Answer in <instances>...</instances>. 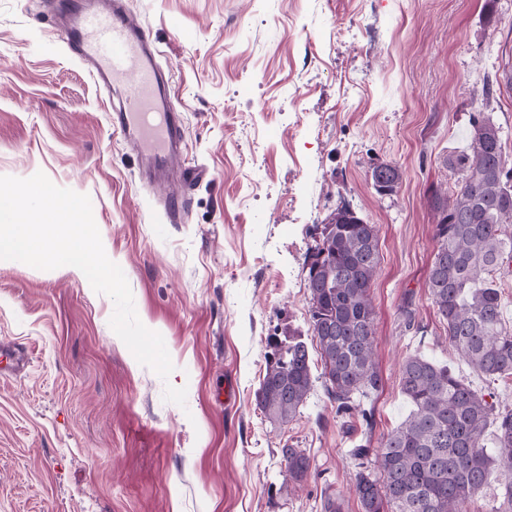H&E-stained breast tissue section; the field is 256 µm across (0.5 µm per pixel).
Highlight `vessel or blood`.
<instances>
[{
	"instance_id": "vessel-or-blood-1",
	"label": "vessel or blood",
	"mask_w": 512,
	"mask_h": 512,
	"mask_svg": "<svg viewBox=\"0 0 512 512\" xmlns=\"http://www.w3.org/2000/svg\"><path fill=\"white\" fill-rule=\"evenodd\" d=\"M84 4L71 0L68 10L76 25L65 39L99 85L118 92L109 113L113 130L136 145L146 172L187 182L179 167L184 157L183 115L165 90L149 32L128 15L122 0L93 10Z\"/></svg>"
}]
</instances>
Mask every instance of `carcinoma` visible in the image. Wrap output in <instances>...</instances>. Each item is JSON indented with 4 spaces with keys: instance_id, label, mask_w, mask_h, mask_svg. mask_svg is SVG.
Wrapping results in <instances>:
<instances>
[{
    "instance_id": "cac0c4a2",
    "label": "carcinoma",
    "mask_w": 512,
    "mask_h": 512,
    "mask_svg": "<svg viewBox=\"0 0 512 512\" xmlns=\"http://www.w3.org/2000/svg\"><path fill=\"white\" fill-rule=\"evenodd\" d=\"M468 150L444 160L461 173L452 195L435 197L438 215L434 257L426 288L448 342L469 365L496 380L512 377V330L502 317L493 277L512 273V170L506 168L501 128L482 112L470 116ZM331 226L308 264L310 319L323 385L336 413L379 389L374 356L375 311L369 290L380 265L376 226L348 203L329 215ZM257 395L259 407L285 425L312 389L307 344L275 337ZM400 388L413 409L383 436L375 459L359 445L353 492L362 512H469L475 494L492 480L505 481L493 512H512V409L495 410L485 395L419 355L405 357ZM496 424L495 453L487 451L488 421ZM288 483L312 476L298 448L282 449Z\"/></svg>"
}]
</instances>
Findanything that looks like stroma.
I'll return each mask as SVG.
<instances>
[{"mask_svg":"<svg viewBox=\"0 0 512 512\" xmlns=\"http://www.w3.org/2000/svg\"><path fill=\"white\" fill-rule=\"evenodd\" d=\"M145 25L185 117L184 159L205 168L183 222L109 122L112 99L57 33L59 0H0V176L43 172L88 195L105 251L174 369L161 379L112 330L88 280L0 261V348L28 361L0 378V512H320L324 494L361 512L351 450L379 448L411 410L403 356L448 366L512 408L448 344L426 280L433 196L459 175L470 114L500 126L512 168V0H125ZM402 172L379 194L375 164ZM347 201L378 228L370 289L381 385L373 412L336 413L320 362L299 415L270 422L256 396L267 341L315 347L306 264ZM412 310L420 331L406 330ZM186 388L185 406L165 401ZM312 479L288 488L283 446Z\"/></svg>","mask_w":512,"mask_h":512,"instance_id":"1","label":"stroma"}]
</instances>
